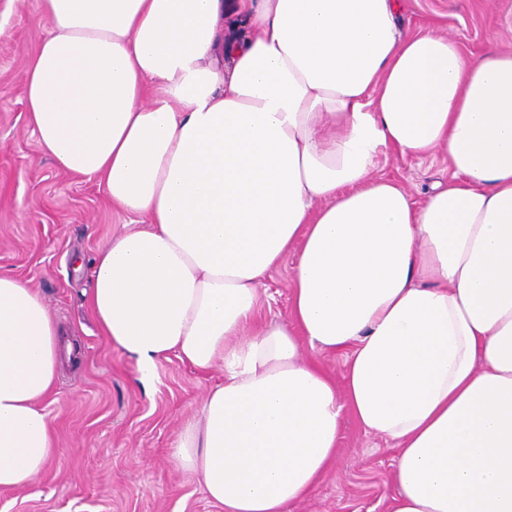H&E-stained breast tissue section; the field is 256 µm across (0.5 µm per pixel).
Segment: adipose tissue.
Here are the masks:
<instances>
[{"label": "adipose tissue", "mask_w": 512, "mask_h": 512, "mask_svg": "<svg viewBox=\"0 0 512 512\" xmlns=\"http://www.w3.org/2000/svg\"><path fill=\"white\" fill-rule=\"evenodd\" d=\"M29 124L59 170L142 228L92 262L88 304L142 379L219 369L171 444L224 512H289L343 411L394 442L390 512H512V53L466 57L399 0H40ZM438 154L422 203L371 171ZM298 253L289 320L258 321ZM44 298L0 273V490L58 451ZM342 352L345 386L301 342Z\"/></svg>", "instance_id": "obj_1"}]
</instances>
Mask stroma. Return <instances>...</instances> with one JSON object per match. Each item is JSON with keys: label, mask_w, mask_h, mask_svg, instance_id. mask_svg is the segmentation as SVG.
I'll return each mask as SVG.
<instances>
[{"label": "stroma", "mask_w": 512, "mask_h": 512, "mask_svg": "<svg viewBox=\"0 0 512 512\" xmlns=\"http://www.w3.org/2000/svg\"><path fill=\"white\" fill-rule=\"evenodd\" d=\"M400 4L404 33L436 27L470 57L512 52V0ZM48 27L39 0H0V272L41 293L74 359L46 406L58 452L29 486L0 490V512H223L170 455L182 423L220 372H201L173 357L142 381L135 360L101 334L87 307L96 251L139 219L114 210L96 183L58 170L30 131L24 63ZM373 173L420 200L447 181L448 164L436 155L385 148ZM297 261L289 255L267 277L262 317L287 316ZM395 464L390 442L344 414L330 470L290 512H388Z\"/></svg>", "instance_id": "35a3bbf8"}]
</instances>
